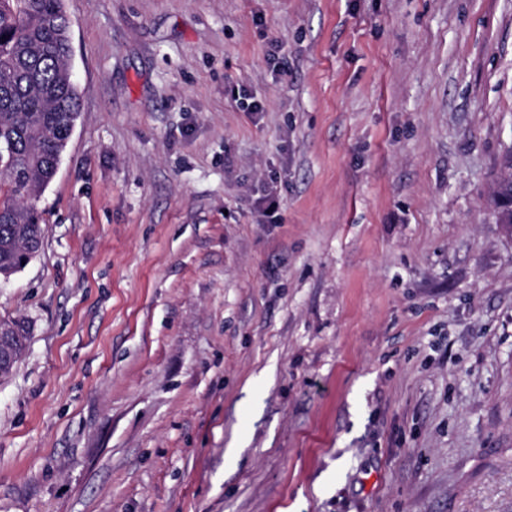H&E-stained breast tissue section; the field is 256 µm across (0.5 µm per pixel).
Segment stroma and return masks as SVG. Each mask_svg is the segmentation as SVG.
Masks as SVG:
<instances>
[{
	"instance_id": "stroma-1",
	"label": "stroma",
	"mask_w": 512,
	"mask_h": 512,
	"mask_svg": "<svg viewBox=\"0 0 512 512\" xmlns=\"http://www.w3.org/2000/svg\"><path fill=\"white\" fill-rule=\"evenodd\" d=\"M64 6L0 512H512V0ZM506 167L510 170V173L499 179L493 195L494 214L497 222L504 200H509L512 197V153L506 155Z\"/></svg>"
}]
</instances>
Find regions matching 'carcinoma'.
<instances>
[{
	"mask_svg": "<svg viewBox=\"0 0 512 512\" xmlns=\"http://www.w3.org/2000/svg\"><path fill=\"white\" fill-rule=\"evenodd\" d=\"M64 0H0V278L24 269L45 234L37 201L56 175L79 116ZM497 182L494 214L512 198Z\"/></svg>",
	"mask_w": 512,
	"mask_h": 512,
	"instance_id": "obj_1",
	"label": "carcinoma"
}]
</instances>
